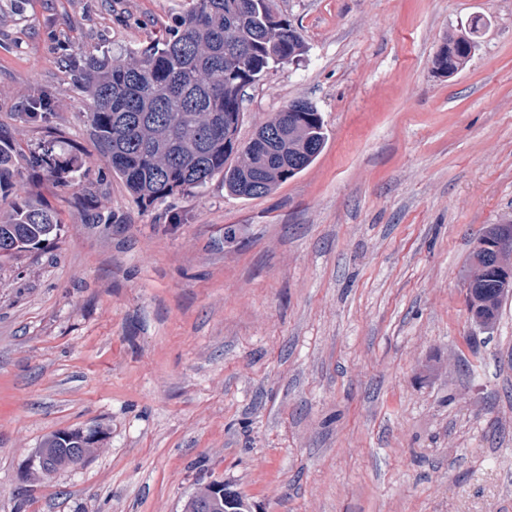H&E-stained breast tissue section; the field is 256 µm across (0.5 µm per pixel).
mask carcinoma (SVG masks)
Segmentation results:
<instances>
[{
	"label": "carcinoma",
	"instance_id": "carcinoma-1",
	"mask_svg": "<svg viewBox=\"0 0 512 512\" xmlns=\"http://www.w3.org/2000/svg\"><path fill=\"white\" fill-rule=\"evenodd\" d=\"M476 18L446 36L433 65L451 77L464 69L476 48ZM306 45L287 20L276 16L266 0H191L164 37L130 58L96 57L86 62L79 92L91 104L90 133L109 172L118 176L135 199L150 206L175 194L224 177V187L240 197H259L309 167L326 141L322 114L298 99L283 107L245 145L240 164L229 163L237 142L246 90L269 70L290 63ZM24 151L0 136V198L14 196L0 210V260L40 249L57 237L55 210L37 196L14 194ZM35 172L49 178H84L74 158L52 150L28 157ZM477 307L496 321L500 283L488 273L476 284ZM48 449V478L69 468L88 452L80 430L59 433L42 444ZM214 484L199 486L184 512H249L236 491L224 488L225 502L211 499Z\"/></svg>",
	"mask_w": 512,
	"mask_h": 512
}]
</instances>
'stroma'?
<instances>
[{
	"label": "stroma",
	"mask_w": 512,
	"mask_h": 512,
	"mask_svg": "<svg viewBox=\"0 0 512 512\" xmlns=\"http://www.w3.org/2000/svg\"><path fill=\"white\" fill-rule=\"evenodd\" d=\"M185 4L0 0V134L86 172L19 180L61 230L0 263V512H183L212 481L252 512H512V295L483 330L463 285L512 221V0H273L307 52L248 88L238 141L305 99L321 154L262 197L217 176L145 207L74 81ZM91 428L103 451L27 482L50 434ZM481 26L482 19L475 18L468 28L448 34L434 58V68L448 77L464 69L471 60L472 50L476 48L475 34ZM487 247L482 240H476L473 246V254L465 274L466 294L471 293L470 285L484 276L487 267L483 261V250Z\"/></svg>",
	"instance_id": "1"
}]
</instances>
